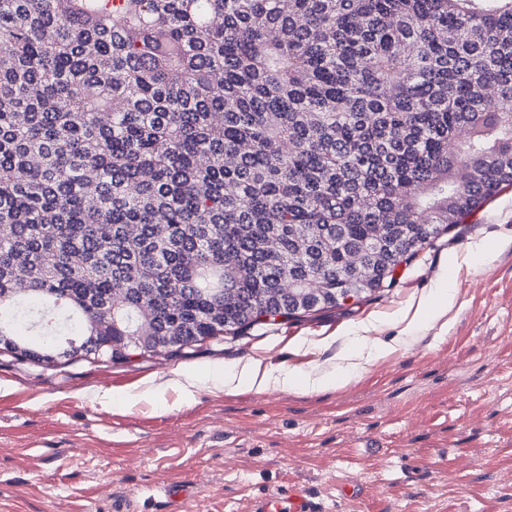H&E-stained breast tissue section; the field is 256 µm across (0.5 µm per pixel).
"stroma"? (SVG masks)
Here are the masks:
<instances>
[{
    "instance_id": "stroma-1",
    "label": "stroma",
    "mask_w": 512,
    "mask_h": 512,
    "mask_svg": "<svg viewBox=\"0 0 512 512\" xmlns=\"http://www.w3.org/2000/svg\"><path fill=\"white\" fill-rule=\"evenodd\" d=\"M454 301L405 333L440 284ZM393 345L338 391L225 393V369L335 373ZM197 387L185 400L178 381ZM192 480L181 512H249L305 485L323 512H512V186L398 266L391 287L169 360L46 369L0 356V512H113Z\"/></svg>"
}]
</instances>
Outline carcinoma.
<instances>
[{"mask_svg": "<svg viewBox=\"0 0 512 512\" xmlns=\"http://www.w3.org/2000/svg\"><path fill=\"white\" fill-rule=\"evenodd\" d=\"M104 2L0 0L16 361L364 298L512 186V0Z\"/></svg>", "mask_w": 512, "mask_h": 512, "instance_id": "cac0c4a2", "label": "carcinoma"}]
</instances>
